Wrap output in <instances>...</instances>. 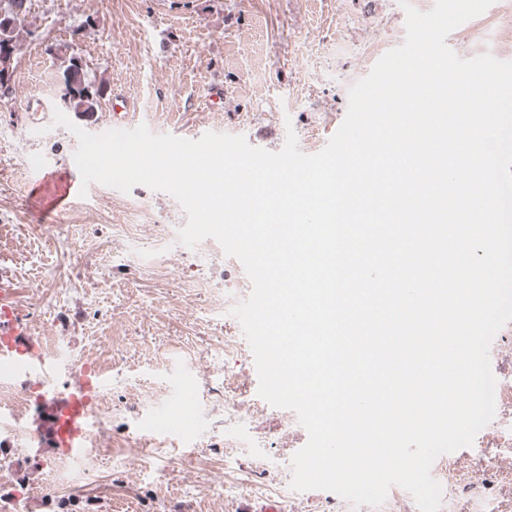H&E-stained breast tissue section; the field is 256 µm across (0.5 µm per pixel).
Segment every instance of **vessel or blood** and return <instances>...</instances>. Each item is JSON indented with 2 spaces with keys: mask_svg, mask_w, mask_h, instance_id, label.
<instances>
[{
  "mask_svg": "<svg viewBox=\"0 0 512 512\" xmlns=\"http://www.w3.org/2000/svg\"><path fill=\"white\" fill-rule=\"evenodd\" d=\"M33 185L58 206L81 188L79 178L63 181L47 168L36 171ZM34 349L17 292L9 282L0 280V377L16 380L37 374L52 378L59 369L57 361L35 354ZM102 385L101 373H86L77 386L51 390L36 404L29 427L45 453L78 463L89 459L96 394Z\"/></svg>",
  "mask_w": 512,
  "mask_h": 512,
  "instance_id": "b4317fda",
  "label": "vessel or blood"
}]
</instances>
